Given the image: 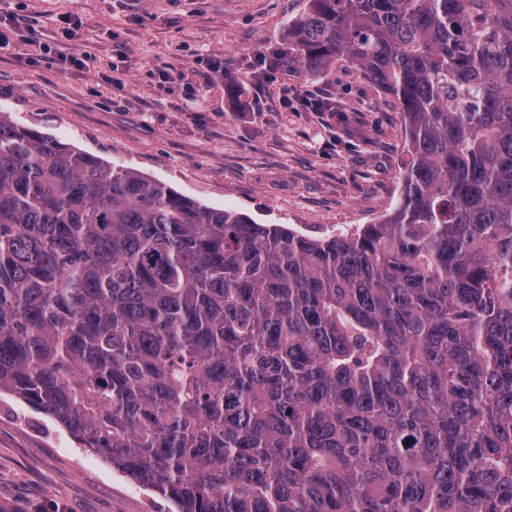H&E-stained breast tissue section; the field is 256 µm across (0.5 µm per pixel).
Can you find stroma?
I'll return each instance as SVG.
<instances>
[{
  "label": "stroma",
  "mask_w": 512,
  "mask_h": 512,
  "mask_svg": "<svg viewBox=\"0 0 512 512\" xmlns=\"http://www.w3.org/2000/svg\"><path fill=\"white\" fill-rule=\"evenodd\" d=\"M306 0H0V113L259 224L323 236L384 222L407 158L401 112L357 67H275ZM79 26L65 39L63 20ZM58 60L30 64L31 39ZM308 90L329 108L286 106ZM0 512H173L48 416L0 397Z\"/></svg>",
  "instance_id": "35a3bbf8"
}]
</instances>
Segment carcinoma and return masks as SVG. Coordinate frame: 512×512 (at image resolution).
<instances>
[{
    "label": "carcinoma",
    "instance_id": "carcinoma-1",
    "mask_svg": "<svg viewBox=\"0 0 512 512\" xmlns=\"http://www.w3.org/2000/svg\"><path fill=\"white\" fill-rule=\"evenodd\" d=\"M393 96L389 218L298 234L0 113V396L177 512H512V0H308Z\"/></svg>",
    "mask_w": 512,
    "mask_h": 512
}]
</instances>
